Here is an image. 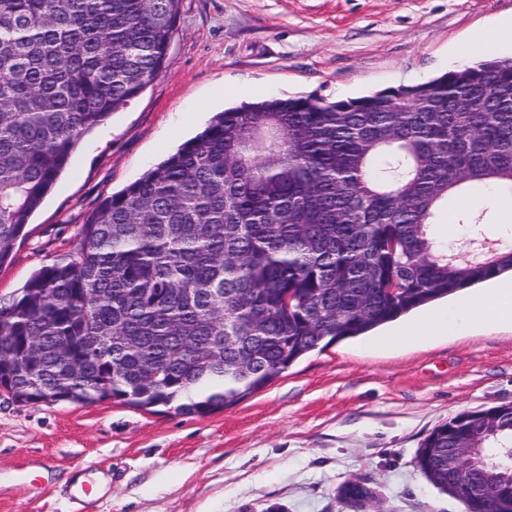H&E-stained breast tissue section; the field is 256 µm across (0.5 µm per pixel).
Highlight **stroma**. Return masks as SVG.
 I'll use <instances>...</instances> for the list:
<instances>
[{"instance_id": "stroma-1", "label": "stroma", "mask_w": 512, "mask_h": 512, "mask_svg": "<svg viewBox=\"0 0 512 512\" xmlns=\"http://www.w3.org/2000/svg\"><path fill=\"white\" fill-rule=\"evenodd\" d=\"M512 20V0H181L168 60L124 110L84 137L11 259L0 297H18L64 259L105 197L123 189L215 113L253 99L346 100L458 67L479 31ZM442 206L440 241L512 244V214L459 224ZM400 322L302 358L271 386L198 417L113 399L30 405L0 393V512H466L415 456L458 413L512 404V328L397 340Z\"/></svg>"}]
</instances>
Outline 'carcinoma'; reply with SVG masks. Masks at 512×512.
<instances>
[{"label": "carcinoma", "instance_id": "carcinoma-1", "mask_svg": "<svg viewBox=\"0 0 512 512\" xmlns=\"http://www.w3.org/2000/svg\"><path fill=\"white\" fill-rule=\"evenodd\" d=\"M178 13L0 0V265L82 138L161 73ZM491 184L512 188V56L218 112L0 302V384L22 403L230 408L311 352L511 272L512 247L473 259L432 231L453 194ZM452 448L471 449L484 512H512V411L455 415L417 467L447 483Z\"/></svg>", "mask_w": 512, "mask_h": 512}]
</instances>
